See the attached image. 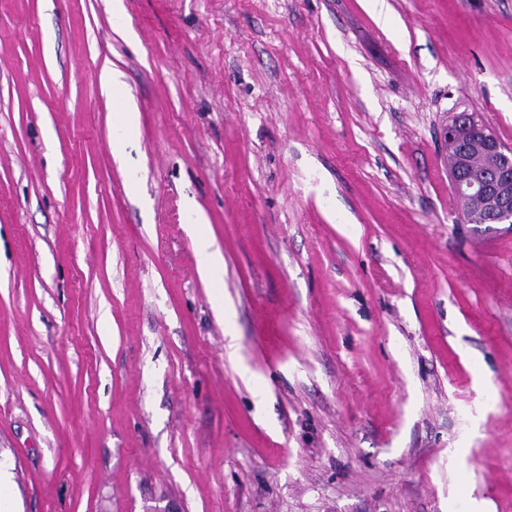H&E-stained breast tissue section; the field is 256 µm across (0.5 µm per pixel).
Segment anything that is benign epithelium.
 Returning <instances> with one entry per match:
<instances>
[{"label": "benign epithelium", "instance_id": "obj_1", "mask_svg": "<svg viewBox=\"0 0 512 512\" xmlns=\"http://www.w3.org/2000/svg\"><path fill=\"white\" fill-rule=\"evenodd\" d=\"M453 194L463 224H512V149L476 112H456L445 130Z\"/></svg>", "mask_w": 512, "mask_h": 512}]
</instances>
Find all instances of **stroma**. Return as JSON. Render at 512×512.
<instances>
[{"mask_svg": "<svg viewBox=\"0 0 512 512\" xmlns=\"http://www.w3.org/2000/svg\"><path fill=\"white\" fill-rule=\"evenodd\" d=\"M385 2L0 0L22 512H512V226L442 136L512 146V0ZM99 79L105 95L112 99L113 104L120 105L121 112H113V126L115 125L118 129L125 132H131L136 129L139 123V112L129 102L122 74L115 69L104 67L101 70ZM445 136L455 166L450 185L462 204L460 222L512 224V149L501 142L477 112H455ZM472 148L482 154L480 166L469 163ZM194 246L199 259L200 273L211 280L218 278L224 267V259L214 249V243L209 233L199 228L194 238Z\"/></svg>", "mask_w": 512, "mask_h": 512, "instance_id": "35a3bbf8", "label": "stroma"}]
</instances>
